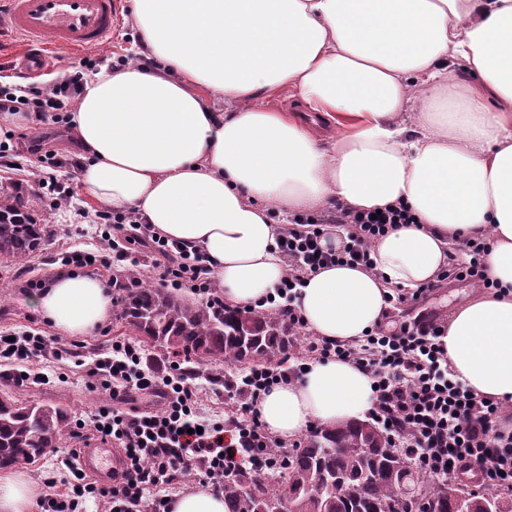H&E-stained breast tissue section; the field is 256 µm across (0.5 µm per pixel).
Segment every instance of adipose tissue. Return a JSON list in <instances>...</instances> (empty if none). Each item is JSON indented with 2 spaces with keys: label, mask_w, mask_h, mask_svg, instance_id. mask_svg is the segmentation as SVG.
I'll list each match as a JSON object with an SVG mask.
<instances>
[{
  "label": "adipose tissue",
  "mask_w": 512,
  "mask_h": 512,
  "mask_svg": "<svg viewBox=\"0 0 512 512\" xmlns=\"http://www.w3.org/2000/svg\"><path fill=\"white\" fill-rule=\"evenodd\" d=\"M145 64L85 81L67 129L96 205L135 210L201 250L224 303L266 305L288 265L273 213L404 204L416 221L372 244L373 268L305 276L293 304L316 336L354 344L384 321L393 288L435 281L457 240L484 239L488 287L441 327L448 365L512 406V0H131ZM298 92L304 110L261 98ZM58 330L84 336L112 311L98 277L58 274L33 294ZM369 372L339 358L257 406L280 440L365 420ZM43 493L0 473V512Z\"/></svg>",
  "instance_id": "obj_1"
}]
</instances>
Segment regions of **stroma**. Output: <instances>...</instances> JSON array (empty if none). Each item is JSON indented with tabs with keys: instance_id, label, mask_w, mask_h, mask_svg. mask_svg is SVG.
Returning <instances> with one entry per match:
<instances>
[{
	"instance_id": "35a3bbf8",
	"label": "stroma",
	"mask_w": 512,
	"mask_h": 512,
	"mask_svg": "<svg viewBox=\"0 0 512 512\" xmlns=\"http://www.w3.org/2000/svg\"><path fill=\"white\" fill-rule=\"evenodd\" d=\"M137 30L133 19H125L124 25L103 44L77 55L66 50H55L51 53L52 66L48 73L51 80L58 81L68 74L72 66L78 64L79 58H87L88 64L83 67L84 74H91L103 66L115 64L118 58L135 61ZM64 123H50L34 130L28 127L14 129L13 144L18 145L16 156L22 171L6 173L0 171V188L16 187L26 194H34L36 186L33 182L35 170L47 166L44 156L22 151L21 145L36 135L46 136L48 147L59 160L60 166L55 174L58 179H68L64 160L70 159L74 148L69 145L64 135ZM72 197L66 207L50 210L36 207L35 214L45 226L46 237L38 250L25 266H17L12 262L0 259V331L38 330L48 332L49 327L40 313L30 304L31 292L26 286L27 280L49 281L62 268L61 259L66 252L79 249L94 251L103 246L101 234L103 225L80 222L78 215L82 212H93L94 207L83 193L79 180H71ZM471 291L468 282L447 279L439 288L433 289L418 300L404 305L396 311V320L402 321L419 312H434L440 317H447L449 312ZM37 371L50 377L46 384H29L17 387L19 398L33 400L45 405H60L68 409L72 419L87 417L93 408L108 403V395L90 391L86 381L71 358L52 359L36 363Z\"/></svg>"
}]
</instances>
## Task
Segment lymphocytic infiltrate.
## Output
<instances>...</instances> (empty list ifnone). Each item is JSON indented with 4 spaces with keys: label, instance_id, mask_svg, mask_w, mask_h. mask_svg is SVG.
I'll return each instance as SVG.
<instances>
[{
    "label": "lymphocytic infiltrate",
    "instance_id": "1",
    "mask_svg": "<svg viewBox=\"0 0 512 512\" xmlns=\"http://www.w3.org/2000/svg\"><path fill=\"white\" fill-rule=\"evenodd\" d=\"M82 82L83 73L76 69L48 87L29 84L20 94L0 87V112H20L33 125L45 124L50 113L75 101ZM95 216L112 221L119 232L132 228L135 240L151 242L165 258L159 272L164 283L206 295L215 309H223L224 295L215 288L210 263L193 245L162 238L132 211L105 208ZM414 221L402 204L378 215L339 207L293 218L278 239L280 251L291 262L278 289L282 302L277 306L289 326L305 328L298 312L283 302L305 275L335 262L368 264L374 239L395 225ZM326 224L347 226L350 242L342 251L323 250L320 238ZM438 336L439 318L428 313L378 327L354 345L316 338L308 349L320 359L353 360L373 376L377 397L370 418L383 428L393 448L417 467L451 482L475 470L480 474L478 489L511 491L512 413L450 377ZM64 352L54 336L26 331L10 341L0 335V361L14 366L18 380L33 362L59 358ZM303 372V365L282 362L252 369L225 387L241 401L237 412L209 422L199 413L192 376L178 362L163 368L147 364L137 344L113 341L108 356L85 372L89 389L105 392L110 402L96 407L78 439L86 443L94 438L119 448L123 466L113 472L111 484L101 485L87 478L78 452H70L64 477L47 473L49 492L39 504L40 512H87L90 501L104 512H169L163 492L178 488L188 468H197L202 480L219 490L246 462L265 474L280 470L291 447L267 432L256 407L270 388L299 380ZM142 398L156 400V407L139 408Z\"/></svg>",
    "mask_w": 512,
    "mask_h": 512
}]
</instances>
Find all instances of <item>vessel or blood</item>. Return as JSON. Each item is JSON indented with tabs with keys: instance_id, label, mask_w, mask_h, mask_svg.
<instances>
[{
	"instance_id": "b4317fda",
	"label": "vessel or blood",
	"mask_w": 512,
	"mask_h": 512,
	"mask_svg": "<svg viewBox=\"0 0 512 512\" xmlns=\"http://www.w3.org/2000/svg\"><path fill=\"white\" fill-rule=\"evenodd\" d=\"M122 0H0V21L23 44L20 74H40L50 61L48 49L79 51L109 38Z\"/></svg>"
}]
</instances>
